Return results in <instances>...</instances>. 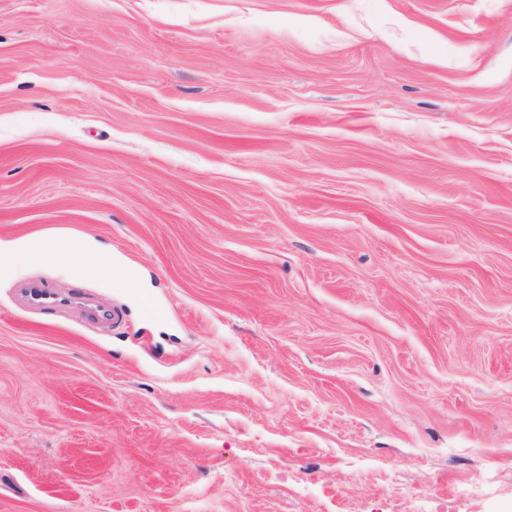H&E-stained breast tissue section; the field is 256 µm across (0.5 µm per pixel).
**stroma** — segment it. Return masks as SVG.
<instances>
[{"label": "stroma", "instance_id": "stroma-1", "mask_svg": "<svg viewBox=\"0 0 512 512\" xmlns=\"http://www.w3.org/2000/svg\"><path fill=\"white\" fill-rule=\"evenodd\" d=\"M86 236L0 512H512V0H0V251Z\"/></svg>", "mask_w": 512, "mask_h": 512}]
</instances>
